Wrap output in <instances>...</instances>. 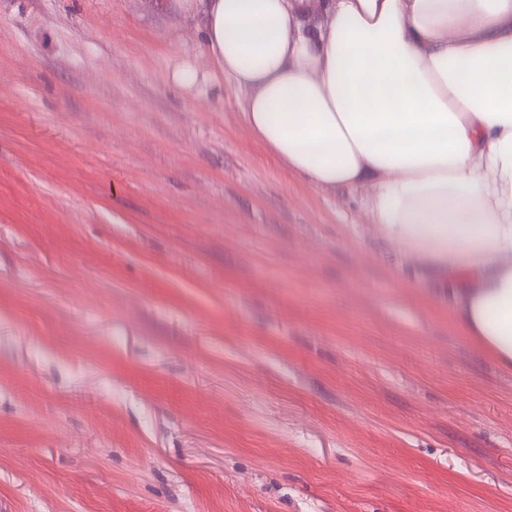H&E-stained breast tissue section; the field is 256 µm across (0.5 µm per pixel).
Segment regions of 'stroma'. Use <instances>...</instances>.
I'll return each instance as SVG.
<instances>
[{"mask_svg":"<svg viewBox=\"0 0 512 512\" xmlns=\"http://www.w3.org/2000/svg\"><path fill=\"white\" fill-rule=\"evenodd\" d=\"M243 100L175 0H0V512H512V367Z\"/></svg>","mask_w":512,"mask_h":512,"instance_id":"1","label":"stroma"}]
</instances>
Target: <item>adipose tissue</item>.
<instances>
[{
  "mask_svg": "<svg viewBox=\"0 0 512 512\" xmlns=\"http://www.w3.org/2000/svg\"><path fill=\"white\" fill-rule=\"evenodd\" d=\"M254 139L364 193L387 243L512 364V0H177Z\"/></svg>",
  "mask_w": 512,
  "mask_h": 512,
  "instance_id": "obj_1",
  "label": "adipose tissue"
}]
</instances>
